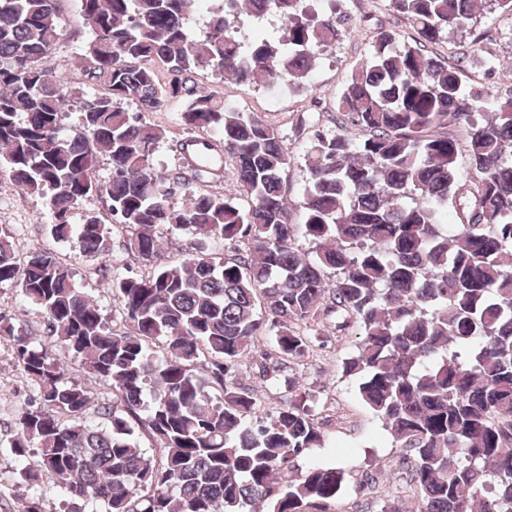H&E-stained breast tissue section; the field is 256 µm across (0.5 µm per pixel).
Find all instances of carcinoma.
<instances>
[{
  "instance_id": "cac0c4a2",
  "label": "carcinoma",
  "mask_w": 512,
  "mask_h": 512,
  "mask_svg": "<svg viewBox=\"0 0 512 512\" xmlns=\"http://www.w3.org/2000/svg\"><path fill=\"white\" fill-rule=\"evenodd\" d=\"M255 2L222 0L194 39L186 19L196 0H79L92 31L80 63L107 92L65 134L72 89L41 64L60 36L57 0H0V172L45 200L51 237L81 258L111 252L112 225L91 213L72 223L87 197L105 196L127 231L123 249L153 266L112 278L123 314L114 330L71 267L45 251L18 262L0 230V285L20 288L45 326L37 338L0 314V338L36 390L8 441L24 512H42L50 492L60 512H329L344 471L299 465L326 435L290 375L327 345L294 330L317 317L338 333L359 328L342 375L409 449L399 470L417 512H512V89L479 123L485 93L462 82L469 51L450 63L433 50L471 25L478 0H391L417 37H372L336 95L343 129L310 139L295 220L280 132L200 91L193 74L306 88L351 18L307 0H262L280 33L243 39L233 21ZM177 95L179 125L206 132L209 152L232 162L235 193L197 188L214 170L205 155L155 169L166 133L145 113ZM101 156L112 165L105 182L95 178ZM174 229L200 244L160 264L162 235ZM246 236L248 250L224 257L226 242ZM248 372L274 399L263 414L239 381ZM97 382L112 388L111 402H95ZM139 430L155 449L140 445Z\"/></svg>"
}]
</instances>
